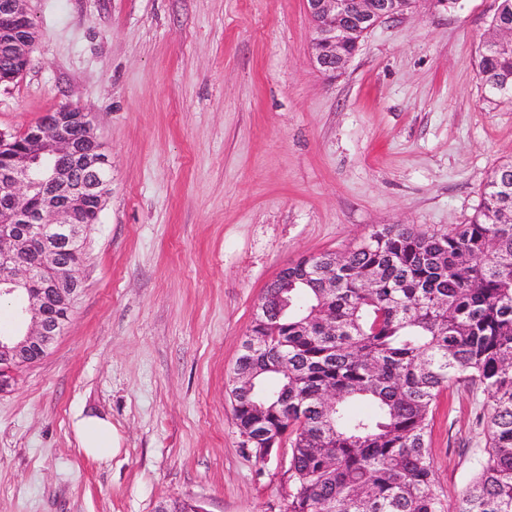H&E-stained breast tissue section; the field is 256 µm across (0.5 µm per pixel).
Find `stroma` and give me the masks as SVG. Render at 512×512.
Returning <instances> with one entry per match:
<instances>
[{
    "label": "stroma",
    "mask_w": 512,
    "mask_h": 512,
    "mask_svg": "<svg viewBox=\"0 0 512 512\" xmlns=\"http://www.w3.org/2000/svg\"><path fill=\"white\" fill-rule=\"evenodd\" d=\"M496 7L419 0L329 77L304 0H28L39 37L0 129L80 108L112 185L64 332L0 394V512H284L288 452L244 448L229 397L256 304L285 264L372 227L473 215L512 159V101L475 67ZM479 410L456 384L433 413L447 500L483 455ZM89 411L120 435L109 461L78 444Z\"/></svg>",
    "instance_id": "stroma-1"
}]
</instances>
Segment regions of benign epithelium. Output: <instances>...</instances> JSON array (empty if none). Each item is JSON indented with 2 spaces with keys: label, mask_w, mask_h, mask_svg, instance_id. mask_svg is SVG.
<instances>
[{
  "label": "benign epithelium",
  "mask_w": 512,
  "mask_h": 512,
  "mask_svg": "<svg viewBox=\"0 0 512 512\" xmlns=\"http://www.w3.org/2000/svg\"><path fill=\"white\" fill-rule=\"evenodd\" d=\"M27 0H0V86L26 72L38 32ZM396 0H305L313 27V63L336 75L337 48L392 17ZM112 182V162L87 113L63 106L18 132L0 130V297L16 306L25 330L0 335V393L13 385L7 359L23 350L42 359L61 329L60 310L83 288L78 259L86 225L99 220ZM254 319L278 324L288 309V266L268 284Z\"/></svg>",
  "instance_id": "obj_1"
}]
</instances>
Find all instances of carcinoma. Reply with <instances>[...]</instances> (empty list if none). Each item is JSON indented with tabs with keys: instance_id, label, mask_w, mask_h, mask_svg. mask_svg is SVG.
I'll return each instance as SVG.
<instances>
[{
	"instance_id": "cac0c4a2",
	"label": "carcinoma",
	"mask_w": 512,
	"mask_h": 512,
	"mask_svg": "<svg viewBox=\"0 0 512 512\" xmlns=\"http://www.w3.org/2000/svg\"><path fill=\"white\" fill-rule=\"evenodd\" d=\"M505 28L512 0H499L477 56L493 93L512 92ZM288 279L280 325L250 328L229 380L240 435H287L286 512H512V160L467 223L379 226L336 267L300 259ZM243 376L252 393L238 395ZM455 383L484 395L485 448L449 506L427 434Z\"/></svg>"
}]
</instances>
